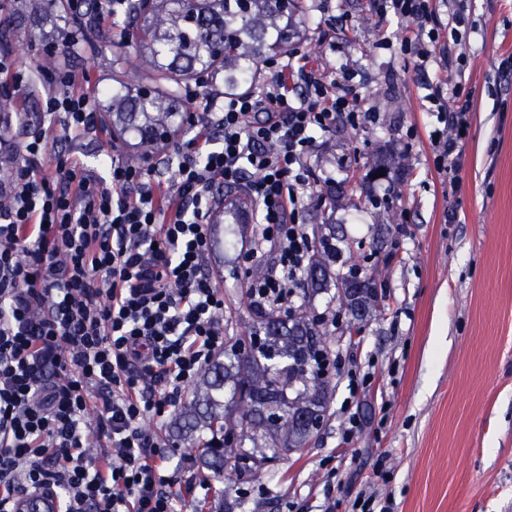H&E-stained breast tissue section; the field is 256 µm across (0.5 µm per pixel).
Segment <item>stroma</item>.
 I'll return each mask as SVG.
<instances>
[{"instance_id":"1","label":"stroma","mask_w":512,"mask_h":512,"mask_svg":"<svg viewBox=\"0 0 512 512\" xmlns=\"http://www.w3.org/2000/svg\"><path fill=\"white\" fill-rule=\"evenodd\" d=\"M302 3L296 49L327 75L353 72L364 108L379 114L377 123L339 125L319 138L315 192L302 210L310 236L334 238L342 250L333 273L355 264L380 284L355 334L337 288L299 290L300 301L335 319L331 350L372 375L363 426L343 442L349 390L333 376L316 438L230 486L199 469L211 483L207 503L185 501L182 512H349L365 490L390 500L393 512H512V89L496 87L501 61L512 56V0H469L472 30L449 44L447 69L426 83L396 45L405 22H379L370 0ZM13 12L14 0H0V34L19 69L54 59L41 86L20 94L21 107L33 108L65 70L115 88L112 25L67 52L26 43ZM385 38L391 48H381ZM457 83L471 90L474 112L464 166L450 174L434 162L439 124L426 95L447 103ZM106 145L117 157L129 148L105 123L75 149L95 169ZM247 193L244 184L225 190L221 220L210 227L231 336L256 320L243 287L256 223Z\"/></svg>"}]
</instances>
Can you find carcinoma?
<instances>
[{"instance_id":"obj_1","label":"carcinoma","mask_w":512,"mask_h":512,"mask_svg":"<svg viewBox=\"0 0 512 512\" xmlns=\"http://www.w3.org/2000/svg\"><path fill=\"white\" fill-rule=\"evenodd\" d=\"M72 0H49L44 17L53 25L41 39L89 41L94 32L69 11ZM127 39L113 45V62L135 58L136 72L154 73L163 85L145 99L141 88L123 83L94 108L106 113L112 128L132 133L136 147L162 153L168 149L174 119L185 107L180 82L207 71L222 75L224 89L238 90L270 54L286 53L296 34L294 11L280 0H156L147 11L131 5ZM326 253L306 272L310 283L325 276ZM350 273L342 280L341 306L357 319L376 302L377 285ZM261 343L237 339L224 348V360L205 372L204 386L185 405L184 428L197 421L219 434L202 449L200 461L224 479L241 476L240 460H269L265 450L296 448L310 439L309 422L326 416L329 377L321 368L328 332L311 308L302 305L286 317L266 314L251 332ZM229 392L238 417L224 411ZM306 420H301V416Z\"/></svg>"}]
</instances>
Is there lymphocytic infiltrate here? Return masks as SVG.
Masks as SVG:
<instances>
[{"instance_id":"1","label":"lymphocytic infiltrate","mask_w":512,"mask_h":512,"mask_svg":"<svg viewBox=\"0 0 512 512\" xmlns=\"http://www.w3.org/2000/svg\"><path fill=\"white\" fill-rule=\"evenodd\" d=\"M408 21L401 51L421 70L448 64L433 0H373ZM85 75L67 71L44 98L39 129L0 168V512L64 494V512H179L207 489L196 458L162 436L186 389L224 349V289L209 265L216 187L248 183L260 216L251 305L293 310L315 243L300 222L310 158L336 123L374 122L349 72L329 78L295 55L263 83L217 98L207 78L184 91L199 108L171 176L101 153L87 170L54 149L96 131ZM439 108V170L461 166L473 102L460 87Z\"/></svg>"}]
</instances>
